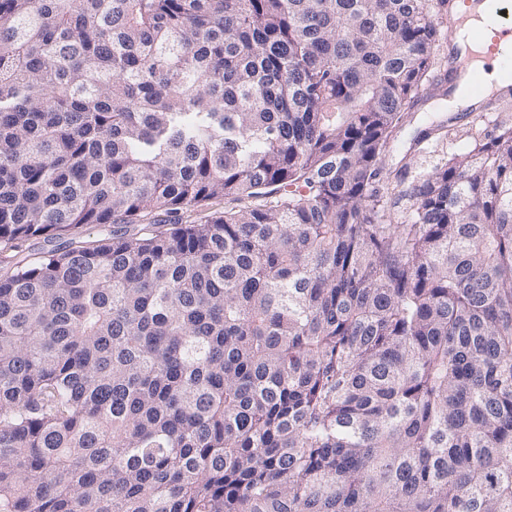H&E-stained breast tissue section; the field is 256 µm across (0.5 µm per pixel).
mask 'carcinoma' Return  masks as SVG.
Segmentation results:
<instances>
[{"label": "carcinoma", "instance_id": "carcinoma-1", "mask_svg": "<svg viewBox=\"0 0 512 512\" xmlns=\"http://www.w3.org/2000/svg\"><path fill=\"white\" fill-rule=\"evenodd\" d=\"M440 40L432 0H0V512H512V126L383 166Z\"/></svg>", "mask_w": 512, "mask_h": 512}]
</instances>
